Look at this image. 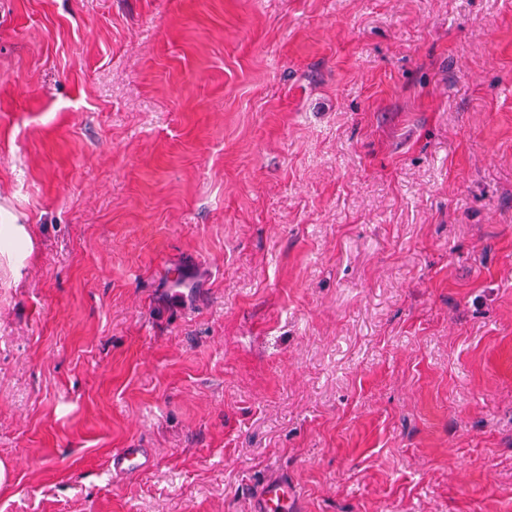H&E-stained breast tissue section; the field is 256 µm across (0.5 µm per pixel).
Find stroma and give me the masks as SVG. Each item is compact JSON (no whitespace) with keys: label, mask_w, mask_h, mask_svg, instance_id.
Segmentation results:
<instances>
[{"label":"stroma","mask_w":512,"mask_h":512,"mask_svg":"<svg viewBox=\"0 0 512 512\" xmlns=\"http://www.w3.org/2000/svg\"><path fill=\"white\" fill-rule=\"evenodd\" d=\"M276 476L512 512V0H0V512ZM148 463L143 448H121L112 455V469L117 473L143 470Z\"/></svg>","instance_id":"stroma-1"}]
</instances>
